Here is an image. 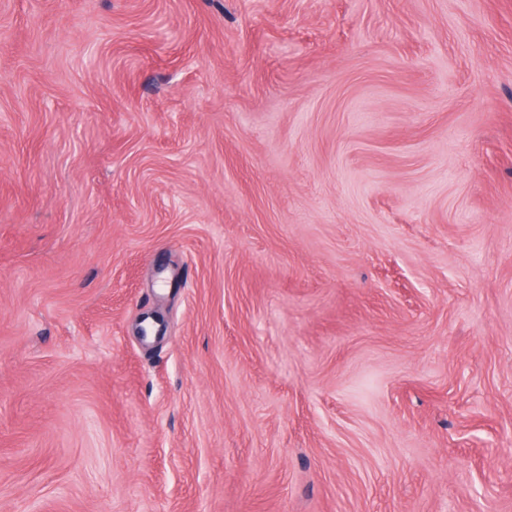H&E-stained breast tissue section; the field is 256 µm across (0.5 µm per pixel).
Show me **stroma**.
I'll return each mask as SVG.
<instances>
[{
  "label": "stroma",
  "mask_w": 512,
  "mask_h": 512,
  "mask_svg": "<svg viewBox=\"0 0 512 512\" xmlns=\"http://www.w3.org/2000/svg\"><path fill=\"white\" fill-rule=\"evenodd\" d=\"M0 512H512V0H0Z\"/></svg>",
  "instance_id": "1"
}]
</instances>
